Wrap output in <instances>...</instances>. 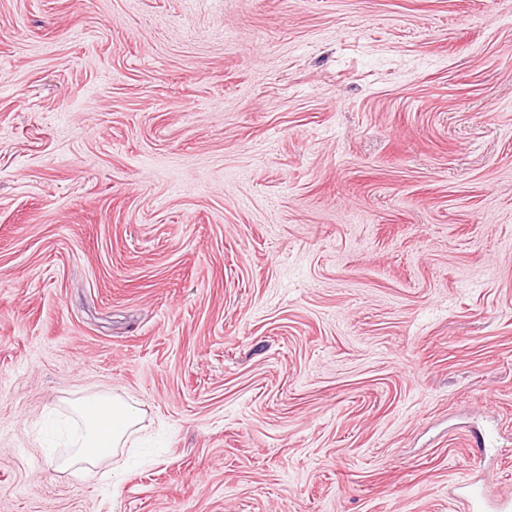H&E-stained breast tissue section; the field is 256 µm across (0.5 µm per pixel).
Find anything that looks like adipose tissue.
I'll return each instance as SVG.
<instances>
[{"instance_id":"adipose-tissue-1","label":"adipose tissue","mask_w":512,"mask_h":512,"mask_svg":"<svg viewBox=\"0 0 512 512\" xmlns=\"http://www.w3.org/2000/svg\"><path fill=\"white\" fill-rule=\"evenodd\" d=\"M75 411L82 432L75 442L76 451L70 464L96 465L123 454L140 430L137 408L121 397L100 394L78 403Z\"/></svg>"}]
</instances>
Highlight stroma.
Returning <instances> with one entry per match:
<instances>
[{"label": "stroma", "instance_id": "1", "mask_svg": "<svg viewBox=\"0 0 512 512\" xmlns=\"http://www.w3.org/2000/svg\"><path fill=\"white\" fill-rule=\"evenodd\" d=\"M99 393L114 486L63 465ZM477 474L512 496V0H0V512ZM82 433L74 443V455L64 465L95 466L107 458L123 455L140 430L139 410L120 396L100 394L86 398L75 407ZM100 448V451H96Z\"/></svg>", "mask_w": 512, "mask_h": 512}]
</instances>
